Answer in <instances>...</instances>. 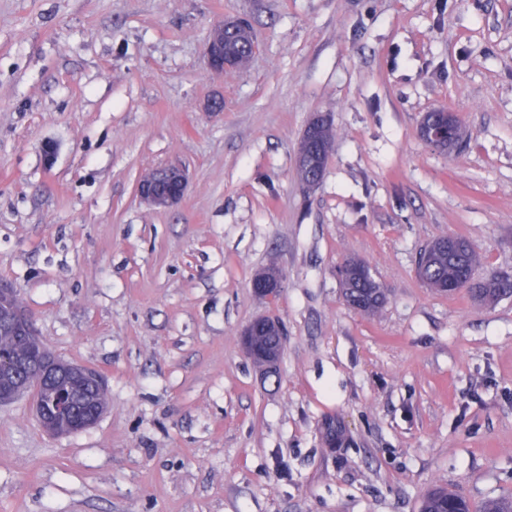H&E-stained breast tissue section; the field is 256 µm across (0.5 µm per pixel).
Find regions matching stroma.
Returning a JSON list of instances; mask_svg holds the SVG:
<instances>
[{"label":"stroma","instance_id":"obj_1","mask_svg":"<svg viewBox=\"0 0 512 512\" xmlns=\"http://www.w3.org/2000/svg\"><path fill=\"white\" fill-rule=\"evenodd\" d=\"M258 49L209 71L224 18ZM456 113L460 151L419 135ZM328 116L314 190L299 140ZM190 173L169 209L136 187ZM512 272V0H0V281L107 408L55 436L0 404V512H419L512 496V298L417 275L445 235ZM366 261L364 316L337 269ZM277 295L250 287L269 264ZM288 340L267 376L255 317ZM346 429L326 447L322 425ZM228 32L230 34H228ZM226 34L233 36L243 35L247 38V41L251 42L249 59L257 51V43L254 41L247 23L242 21V19H227L221 21L211 30L205 53L206 66L215 73H224V69L227 68L240 69L249 60H241L235 55L225 53L224 36ZM369 266L357 259L348 260L339 270L347 304L363 315H375L386 302V291L371 276ZM262 328L267 329L264 317L251 321L243 331V345L246 354L250 357L253 363L262 368V371L266 374L273 375L276 372L277 364L281 358V348L285 347V334L281 325L276 324L279 336H270L272 337V342L259 347L256 344L258 336H255V334ZM446 489H439L431 492L423 501V509L421 512H474L471 503L462 495L448 491V502H443L434 498L441 491Z\"/></svg>","mask_w":512,"mask_h":512}]
</instances>
